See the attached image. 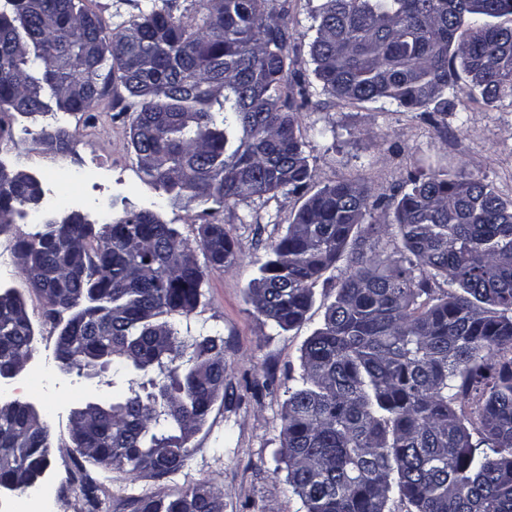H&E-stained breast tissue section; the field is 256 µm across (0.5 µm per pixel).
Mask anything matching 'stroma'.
Instances as JSON below:
<instances>
[{
  "instance_id": "35a3bbf8",
  "label": "stroma",
  "mask_w": 512,
  "mask_h": 512,
  "mask_svg": "<svg viewBox=\"0 0 512 512\" xmlns=\"http://www.w3.org/2000/svg\"><path fill=\"white\" fill-rule=\"evenodd\" d=\"M320 0H289L294 38L292 66L313 81L309 55L310 27ZM135 101L120 81L87 112H50L26 118L0 117V161L37 175L40 203L0 233V287L19 293L36 331L34 350L18 377L0 394L32 403L51 426L48 477L30 493L0 498V512H87L79 490L81 475L98 488L99 512H135L145 496L169 497L201 482H210L224 498V512H304L278 472L283 407L300 373L301 347L321 324L334 300L347 260L337 262L313 286L306 320L287 331L274 327L248 301L251 279L304 201L300 195H267L237 205L210 202L191 208L164 206L157 190L136 166L130 143V111ZM296 126L306 143L311 189L341 179L364 183L373 196H391L416 167L438 164L485 177L506 200H512V99L494 105L466 102L445 121L432 123L418 110L364 104L314 95L297 114ZM61 127L75 140L72 151L49 150L41 128ZM95 170L80 183L77 166ZM127 207L159 211L191 248H198L200 225H223L234 243L237 262L224 270L206 269L203 296L196 309L180 318L191 335L224 339V392L206 423L192 438L185 466L161 478L130 475L101 465L77 470L68 437V418L75 408L95 400V381L60 372L54 351L58 330L45 317V300L28 285L12 260L18 239L35 233L46 218L62 210L99 220L120 216ZM37 389L28 390L32 374Z\"/></svg>"
}]
</instances>
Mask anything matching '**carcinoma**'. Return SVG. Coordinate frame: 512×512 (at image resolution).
Instances as JSON below:
<instances>
[{"instance_id":"carcinoma-1","label":"carcinoma","mask_w":512,"mask_h":512,"mask_svg":"<svg viewBox=\"0 0 512 512\" xmlns=\"http://www.w3.org/2000/svg\"><path fill=\"white\" fill-rule=\"evenodd\" d=\"M0 14V115L88 112L118 78L136 100L137 166L166 204L243 202L308 191L311 169L295 114L311 103L291 72L288 8L276 0H149L112 43L82 0H10ZM310 56L320 93L388 102L430 117L465 98L512 97V0H321ZM51 150L74 147L42 129ZM40 180L0 161V232L36 205ZM382 201L343 180L308 196L258 267L248 297L275 326L301 325L312 286L357 241L389 233ZM398 259L361 249L323 322L304 341L284 404L279 470L305 512H512V201L463 171L412 174L390 201ZM52 218L20 239L22 274L46 317L71 337L64 373L97 379L101 419L73 452L86 462L162 477L224 386V339L184 336L175 318L200 302L205 271L148 209L95 226ZM79 243L74 253L54 235ZM205 265L236 261L222 224H203ZM442 278L448 288H434ZM35 331L18 293L0 301V376L31 355ZM147 376L138 381L127 367ZM0 482L49 466L50 430L17 401L0 418ZM136 512H224L207 482Z\"/></svg>"}]
</instances>
